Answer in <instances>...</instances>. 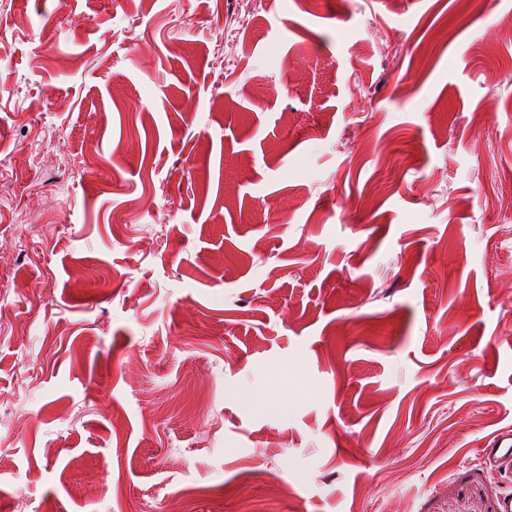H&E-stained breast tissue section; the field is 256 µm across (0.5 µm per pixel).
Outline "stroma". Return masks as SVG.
<instances>
[{
	"label": "stroma",
	"mask_w": 512,
	"mask_h": 512,
	"mask_svg": "<svg viewBox=\"0 0 512 512\" xmlns=\"http://www.w3.org/2000/svg\"><path fill=\"white\" fill-rule=\"evenodd\" d=\"M512 0H0V512H498Z\"/></svg>",
	"instance_id": "stroma-1"
}]
</instances>
